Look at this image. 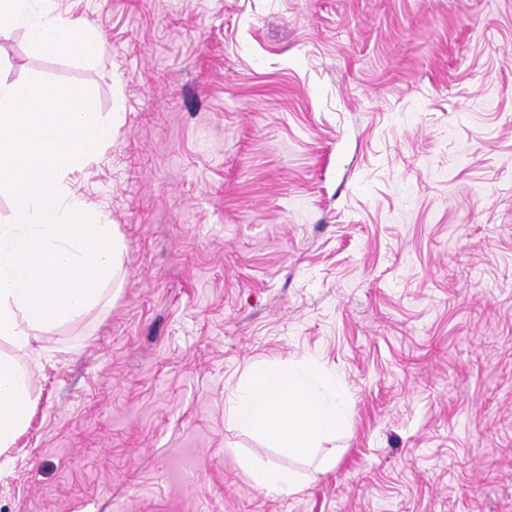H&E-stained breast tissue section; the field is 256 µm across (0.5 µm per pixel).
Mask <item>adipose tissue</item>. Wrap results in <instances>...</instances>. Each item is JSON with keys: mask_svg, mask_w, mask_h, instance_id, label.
Masks as SVG:
<instances>
[{"mask_svg": "<svg viewBox=\"0 0 512 512\" xmlns=\"http://www.w3.org/2000/svg\"><path fill=\"white\" fill-rule=\"evenodd\" d=\"M20 26L31 46L49 55L89 61L103 48L86 23L61 16L52 0H0V26ZM233 418L260 433L270 447L302 454L345 425L335 381L293 365H254L237 388ZM34 399L28 374L0 357V452L27 426Z\"/></svg>", "mask_w": 512, "mask_h": 512, "instance_id": "ef3b65f1", "label": "adipose tissue"}]
</instances>
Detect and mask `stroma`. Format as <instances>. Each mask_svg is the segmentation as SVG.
Listing matches in <instances>:
<instances>
[{"instance_id": "stroma-1", "label": "stroma", "mask_w": 512, "mask_h": 512, "mask_svg": "<svg viewBox=\"0 0 512 512\" xmlns=\"http://www.w3.org/2000/svg\"><path fill=\"white\" fill-rule=\"evenodd\" d=\"M53 6L97 59L5 28L0 79L96 91L65 185L124 250L30 340L0 512H512V0ZM256 363L334 378L347 428L267 447L229 414ZM242 467L255 485L269 492H290L299 488L300 475L293 470L251 462H245Z\"/></svg>"}]
</instances>
